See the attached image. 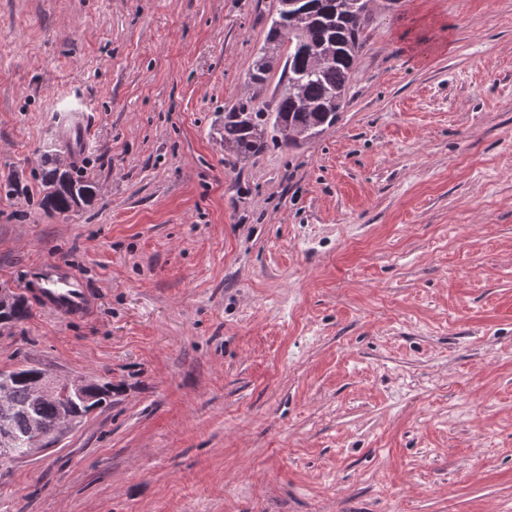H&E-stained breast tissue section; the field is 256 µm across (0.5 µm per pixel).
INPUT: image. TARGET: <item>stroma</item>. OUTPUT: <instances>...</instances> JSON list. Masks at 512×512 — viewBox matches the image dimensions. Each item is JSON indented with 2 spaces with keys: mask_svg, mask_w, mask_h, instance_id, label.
<instances>
[{
  "mask_svg": "<svg viewBox=\"0 0 512 512\" xmlns=\"http://www.w3.org/2000/svg\"><path fill=\"white\" fill-rule=\"evenodd\" d=\"M277 0H0V370L112 383L0 512H512V0H373L335 126L224 153ZM93 205L52 216L68 152ZM69 112L74 113L70 126L65 131V137L74 141L76 148L79 150L87 146V131L85 125V109L81 102L73 104ZM70 165L61 158L51 159L41 168L40 179L44 195L41 206L50 214H66L90 204L97 195L93 180L77 179ZM39 303L49 313L67 319L84 314L94 303L92 291L64 261L46 260L32 272Z\"/></svg>",
  "mask_w": 512,
  "mask_h": 512,
  "instance_id": "stroma-1",
  "label": "stroma"
}]
</instances>
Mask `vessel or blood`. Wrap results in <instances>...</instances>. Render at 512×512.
Wrapping results in <instances>:
<instances>
[{"instance_id": "b4317fda", "label": "vessel or blood", "mask_w": 512, "mask_h": 512, "mask_svg": "<svg viewBox=\"0 0 512 512\" xmlns=\"http://www.w3.org/2000/svg\"><path fill=\"white\" fill-rule=\"evenodd\" d=\"M71 111L73 118L65 135L73 140L76 148H86L84 107L76 103ZM32 279L37 285L35 293L39 303L53 315L72 319L84 314L94 303L92 291L80 281L66 262L44 261L33 271Z\"/></svg>"}]
</instances>
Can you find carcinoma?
Listing matches in <instances>:
<instances>
[{
    "instance_id": "cac0c4a2",
    "label": "carcinoma",
    "mask_w": 512,
    "mask_h": 512,
    "mask_svg": "<svg viewBox=\"0 0 512 512\" xmlns=\"http://www.w3.org/2000/svg\"><path fill=\"white\" fill-rule=\"evenodd\" d=\"M371 0H300L272 18L264 52L252 62L248 92L224 112V150L249 158L267 144L296 148L336 124L344 106L350 75L362 45ZM288 52L281 55L282 44ZM284 59L285 85L269 101H258L278 59ZM41 206L51 214H66L91 203L96 183L77 179L69 164L55 158L41 168ZM29 307L14 299L0 311V324L25 319ZM42 369L20 366L4 372L8 388L0 394V433L18 449L28 447L33 431H53L62 416L82 421L90 409L108 401L104 395L86 403L82 398H44L36 394Z\"/></svg>"
}]
</instances>
